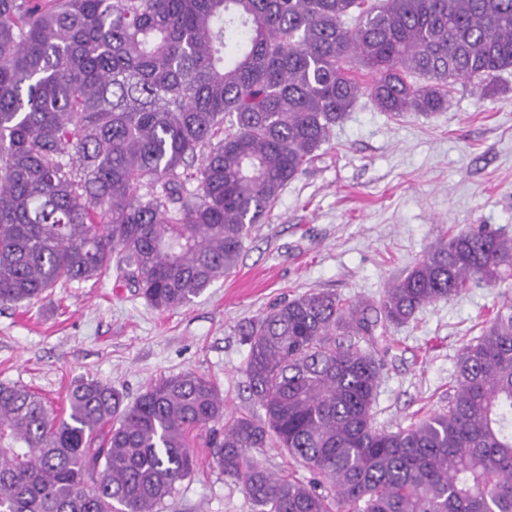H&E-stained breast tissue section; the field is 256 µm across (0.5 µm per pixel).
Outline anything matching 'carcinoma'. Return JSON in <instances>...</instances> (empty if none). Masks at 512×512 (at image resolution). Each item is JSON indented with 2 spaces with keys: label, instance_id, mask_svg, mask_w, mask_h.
Masks as SVG:
<instances>
[{
  "label": "carcinoma",
  "instance_id": "cac0c4a2",
  "mask_svg": "<svg viewBox=\"0 0 512 512\" xmlns=\"http://www.w3.org/2000/svg\"><path fill=\"white\" fill-rule=\"evenodd\" d=\"M509 68L512 0H0V303L113 275L184 307L360 96L441 112ZM510 277L512 236L470 227L376 303L313 290L267 311L240 330L263 421L194 372L132 403L77 379L65 417L0 382V512H159L204 429L256 512H512L511 300L460 348L448 408L374 424L390 326ZM272 444L311 477L251 455Z\"/></svg>",
  "mask_w": 512,
  "mask_h": 512
}]
</instances>
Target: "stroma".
<instances>
[{
  "mask_svg": "<svg viewBox=\"0 0 512 512\" xmlns=\"http://www.w3.org/2000/svg\"><path fill=\"white\" fill-rule=\"evenodd\" d=\"M494 85V97L481 100L455 84L447 110L430 115L395 116L360 97L254 226L232 273L186 307L156 310L111 278L0 305V382L31 388L59 410L79 378L132 401L160 377L194 372L218 383L229 411L263 417L246 387L242 323L313 289L378 300L443 234L470 224L512 236V68ZM510 299L512 280L474 285L390 328L377 427L394 431L446 408L460 347ZM193 452L196 470L162 512H254L203 439Z\"/></svg>",
  "mask_w": 512,
  "mask_h": 512,
  "instance_id": "35a3bbf8",
  "label": "stroma"
}]
</instances>
